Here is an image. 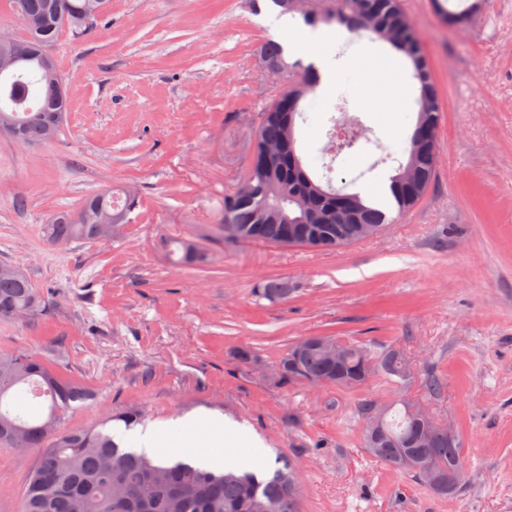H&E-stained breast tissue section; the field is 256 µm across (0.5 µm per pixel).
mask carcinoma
<instances>
[{
    "mask_svg": "<svg viewBox=\"0 0 512 512\" xmlns=\"http://www.w3.org/2000/svg\"><path fill=\"white\" fill-rule=\"evenodd\" d=\"M15 13L26 14L32 25L25 36L0 35V61L10 60L17 47L26 57L0 68V118L17 124L18 137L27 143H47L50 128L61 131L68 95L65 85H54L44 66V53L60 32L81 30L102 17L107 0H12ZM282 14L299 15L305 24H337L352 34H367L389 43L411 63L419 85L418 112L409 140L406 162L390 177V201L398 213L415 208L431 188L436 174L439 90L413 20L401 0H271ZM450 24L469 19V8L458 2L441 7ZM266 66L297 74L261 113L252 144L251 160L243 178L224 193L225 224H233L237 237L224 242L280 244L287 227L306 238L315 251H330L372 236L391 222L381 206L323 184L306 169L297 138L303 118L300 103L318 85L311 63L285 60V48L267 43L261 52ZM136 206L133 198L121 202L112 190L87 197L71 214L61 212L44 225L55 244L97 241L128 221ZM171 257L193 266L205 259L196 244L176 239ZM259 296L270 301L288 299L290 288L282 281H264ZM45 296L23 268L0 271V319L15 312L37 314ZM340 361L307 336L281 359L279 381L317 385L324 380L344 389H356L380 373L405 378L404 353L398 349L374 352L364 343L333 336ZM90 395L80 381L66 377L31 353H0V445L20 452L39 451L27 475L20 512H299L300 488L289 464L265 472L226 467L216 472L182 460L161 461L115 443L111 422L130 428L144 422L136 411L108 417L99 427L70 431L62 420L76 403ZM47 405L42 419L30 418L12 404L13 398ZM373 401L359 405L363 444L377 463L425 480L423 470L448 476V468L467 466L460 438L448 440V428L430 415L419 418L405 401L384 405L378 430L369 427Z\"/></svg>",
    "mask_w": 512,
    "mask_h": 512,
    "instance_id": "carcinoma-1",
    "label": "carcinoma"
}]
</instances>
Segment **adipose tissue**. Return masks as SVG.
<instances>
[{
	"label": "adipose tissue",
	"instance_id": "1",
	"mask_svg": "<svg viewBox=\"0 0 512 512\" xmlns=\"http://www.w3.org/2000/svg\"><path fill=\"white\" fill-rule=\"evenodd\" d=\"M277 25L289 34V52L305 54L315 64L322 84H329L341 66L336 57V44L345 38V30L337 26L300 30L286 17L279 19ZM115 436L149 454L173 448L195 456L202 455L204 448L212 444L235 448L245 441L242 434L228 432L223 417L217 415L189 417L132 431L119 430Z\"/></svg>",
	"mask_w": 512,
	"mask_h": 512
}]
</instances>
